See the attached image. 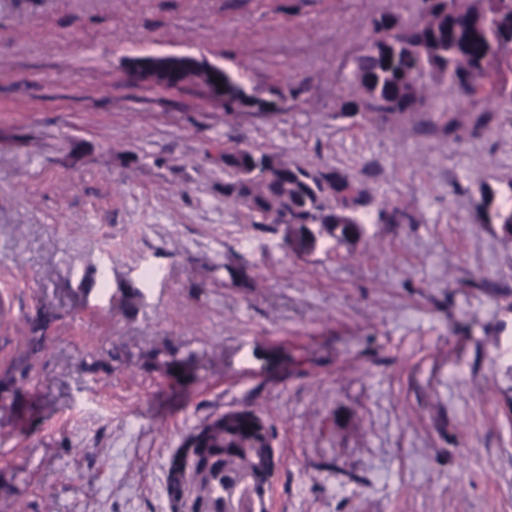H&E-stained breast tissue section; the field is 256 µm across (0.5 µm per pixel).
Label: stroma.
<instances>
[{
  "label": "stroma",
  "mask_w": 512,
  "mask_h": 512,
  "mask_svg": "<svg viewBox=\"0 0 512 512\" xmlns=\"http://www.w3.org/2000/svg\"><path fill=\"white\" fill-rule=\"evenodd\" d=\"M423 8L0 0V512H170L171 453L244 408L268 512H512V240L474 219L512 190V97L429 71L404 118L347 107L372 19ZM147 54L290 94L228 116L131 82ZM227 148L349 174L365 237L288 252L225 202Z\"/></svg>",
  "instance_id": "stroma-1"
}]
</instances>
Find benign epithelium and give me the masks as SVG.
<instances>
[{
    "label": "benign epithelium",
    "mask_w": 512,
    "mask_h": 512,
    "mask_svg": "<svg viewBox=\"0 0 512 512\" xmlns=\"http://www.w3.org/2000/svg\"><path fill=\"white\" fill-rule=\"evenodd\" d=\"M169 73H175L183 83L216 102H224V91L215 82L217 67L191 56H144L128 65V77L136 83L156 84Z\"/></svg>",
    "instance_id": "benign-epithelium-1"
}]
</instances>
